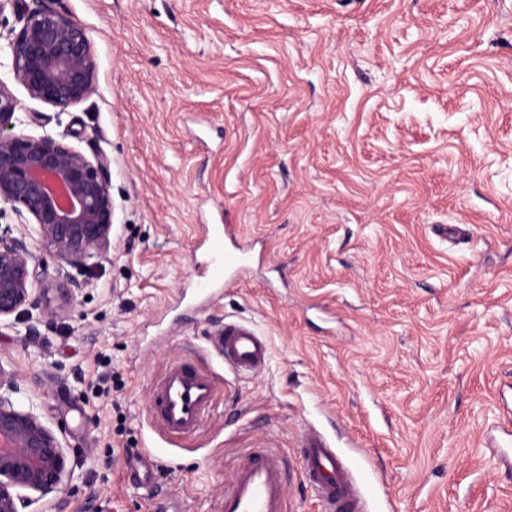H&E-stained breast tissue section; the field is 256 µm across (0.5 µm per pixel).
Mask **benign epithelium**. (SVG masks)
I'll list each match as a JSON object with an SVG mask.
<instances>
[{"label": "benign epithelium", "instance_id": "1", "mask_svg": "<svg viewBox=\"0 0 512 512\" xmlns=\"http://www.w3.org/2000/svg\"><path fill=\"white\" fill-rule=\"evenodd\" d=\"M22 26L9 41L14 79L29 96L64 112L96 92V60L87 29L52 0H16ZM0 80V205L15 214L20 233L0 235V319L37 306L33 285L42 255L57 277L87 270L112 249L108 160L88 158L64 137L16 132L29 121ZM13 378L0 370V512H21L23 490L46 495L70 475L59 439L31 410L15 407Z\"/></svg>", "mask_w": 512, "mask_h": 512}]
</instances>
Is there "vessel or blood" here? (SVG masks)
Returning a JSON list of instances; mask_svg holds the SVG:
<instances>
[{
    "instance_id": "vessel-or-blood-1",
    "label": "vessel or blood",
    "mask_w": 512,
    "mask_h": 512,
    "mask_svg": "<svg viewBox=\"0 0 512 512\" xmlns=\"http://www.w3.org/2000/svg\"><path fill=\"white\" fill-rule=\"evenodd\" d=\"M228 225L207 230L209 260L197 276L207 292L228 276L238 273L246 257L241 249H229ZM225 364L242 373H255L267 359L265 339L249 324L228 320L211 339ZM217 393L216 376L208 368L184 358L172 361L151 387L152 422L166 437L196 433ZM303 474L320 503V512H367L353 477L334 450L314 434L302 441ZM283 463L277 455L262 451L240 467L224 487L222 512H283Z\"/></svg>"
}]
</instances>
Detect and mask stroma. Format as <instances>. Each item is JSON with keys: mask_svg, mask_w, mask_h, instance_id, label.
<instances>
[{"mask_svg": "<svg viewBox=\"0 0 512 512\" xmlns=\"http://www.w3.org/2000/svg\"><path fill=\"white\" fill-rule=\"evenodd\" d=\"M88 30L97 91L57 112L13 78L19 113L109 161L112 249L29 322L0 321L16 406L71 477L25 512H219L255 448L279 453L285 512H319L298 443L320 431L373 512H512V0H60ZM226 218L248 262L212 297L191 274ZM250 321L258 374L209 345ZM217 377L206 423L150 426L162 367ZM150 453L154 482L128 479Z\"/></svg>", "mask_w": 512, "mask_h": 512, "instance_id": "obj_1", "label": "stroma"}]
</instances>
